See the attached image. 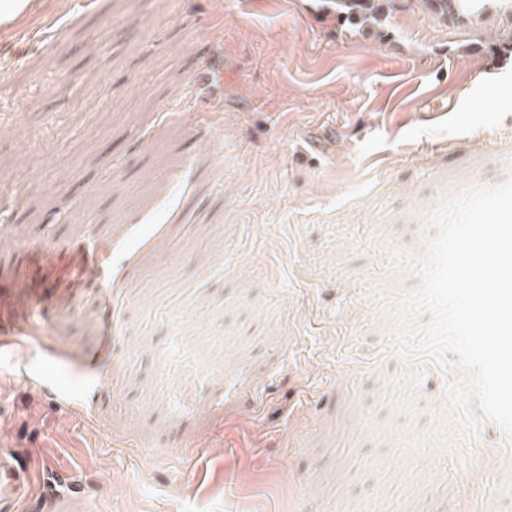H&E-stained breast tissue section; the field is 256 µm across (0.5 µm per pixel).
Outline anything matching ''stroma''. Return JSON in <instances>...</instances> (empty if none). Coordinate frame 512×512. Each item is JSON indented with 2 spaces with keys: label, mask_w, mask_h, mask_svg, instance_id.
I'll return each mask as SVG.
<instances>
[{
  "label": "stroma",
  "mask_w": 512,
  "mask_h": 512,
  "mask_svg": "<svg viewBox=\"0 0 512 512\" xmlns=\"http://www.w3.org/2000/svg\"><path fill=\"white\" fill-rule=\"evenodd\" d=\"M497 26L0 0V512H512L470 371L388 351L391 251L512 168Z\"/></svg>",
  "instance_id": "stroma-1"
}]
</instances>
